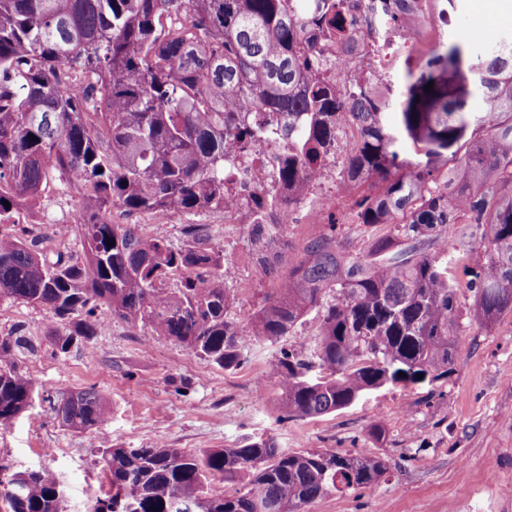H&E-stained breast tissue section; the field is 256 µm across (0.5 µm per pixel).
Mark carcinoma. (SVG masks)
<instances>
[{"label":"carcinoma","instance_id":"carcinoma-1","mask_svg":"<svg viewBox=\"0 0 512 512\" xmlns=\"http://www.w3.org/2000/svg\"><path fill=\"white\" fill-rule=\"evenodd\" d=\"M431 0H367L363 7L411 34ZM350 0H0V215L35 206L57 182L77 195L84 257H51L0 223V301L21 302L66 322L58 354L85 348L102 329L100 303L132 327L181 343L226 370L253 343L276 342L305 316L318 321L312 363L282 352L288 415L315 418L372 390L434 383L452 370L461 335L460 286L469 313L492 329L512 312V34L486 48L471 35L432 45L395 96L363 77L346 95L321 82L318 37L350 44ZM433 90H425L428 83ZM248 106L244 124L235 109ZM397 111H390V107ZM342 121L357 140L344 161L343 192L371 239L346 251L330 232L310 240L288 276L242 330L228 316L224 250L205 224H187L172 248L138 224L112 223V209L196 216L224 209L225 149L269 134L288 149L275 183L301 194ZM454 162L448 179L434 162ZM378 178V192L359 194ZM10 207H5L4 202ZM250 242L263 273L275 271L282 227L263 223ZM380 224L389 226L375 234ZM473 224L484 263L475 269L445 243ZM175 287H169V282ZM26 337L0 335V431L29 411L36 387L18 367ZM65 426L99 429L111 418L94 387L54 407ZM112 495L91 512H178L194 496L202 512H312L344 490L372 487L385 461L328 449L292 452L271 438L236 448H101ZM238 483L231 494L211 485ZM8 512H66L48 469L0 463Z\"/></svg>","mask_w":512,"mask_h":512}]
</instances>
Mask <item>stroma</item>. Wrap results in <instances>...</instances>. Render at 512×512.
<instances>
[{"mask_svg": "<svg viewBox=\"0 0 512 512\" xmlns=\"http://www.w3.org/2000/svg\"><path fill=\"white\" fill-rule=\"evenodd\" d=\"M456 30L480 28L482 43L512 32V0H455ZM76 213L73 191L45 195L40 221L28 225L45 248L79 259L78 230L58 237V225ZM220 212L198 216L214 243L222 245L233 276L224 283L235 297L231 318L247 326L264 296L277 285L254 259L249 227L224 224ZM104 325L87 348L62 356L49 336L46 311L0 302V334L21 329L34 350L21 366L39 391L29 412L0 434V457L19 470L47 468L66 490L67 512H86L111 491L98 464L102 448H169L198 451L233 448L248 437L274 439L300 452L330 449L351 456H378L389 466L386 480L336 494L312 512H512V313L491 330L465 321L448 379L435 384L388 385L354 405L316 418L288 416L281 405L277 363L282 350L309 352L314 316L302 319L280 342L253 344L237 368L226 370L195 357L181 344L149 329L131 327L98 306ZM96 387L108 399L109 423L75 431L58 422L42 398ZM384 429L369 434L372 422Z\"/></svg>", "mask_w": 512, "mask_h": 512, "instance_id": "stroma-1", "label": "stroma"}]
</instances>
